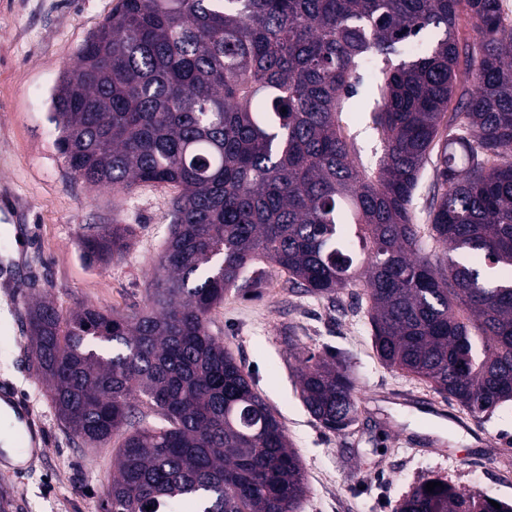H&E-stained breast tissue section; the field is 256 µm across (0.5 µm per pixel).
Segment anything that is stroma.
I'll return each instance as SVG.
<instances>
[{"mask_svg":"<svg viewBox=\"0 0 512 512\" xmlns=\"http://www.w3.org/2000/svg\"><path fill=\"white\" fill-rule=\"evenodd\" d=\"M114 5L0 0V191L16 199L31 232L19 279L0 284V380L29 399L49 440L42 459L0 467L7 512H100L116 472L117 441L88 447L57 420L28 338L29 299L45 295L67 311L144 308L170 235L175 188L142 184L116 193L75 179L49 120L63 69ZM101 224L131 231L129 249L105 265L88 262L79 246L84 228ZM262 278L249 294H225L208 328L285 425L305 475L300 512H392L413 486L436 477L512 504L511 416L462 418L456 402L383 367L361 289L316 297L289 287L268 264ZM290 336L301 349L343 353L359 405L358 422L346 434L329 432L308 413Z\"/></svg>","mask_w":512,"mask_h":512,"instance_id":"1","label":"stroma"}]
</instances>
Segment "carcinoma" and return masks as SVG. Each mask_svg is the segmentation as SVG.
Wrapping results in <instances>:
<instances>
[{
  "mask_svg": "<svg viewBox=\"0 0 512 512\" xmlns=\"http://www.w3.org/2000/svg\"><path fill=\"white\" fill-rule=\"evenodd\" d=\"M463 12L474 37L461 44ZM368 65L384 147L373 164L341 125ZM52 107L76 178L178 190L149 308H27L61 424L88 445L121 434L102 512H298L286 429L208 329L224 292L258 285L261 260L311 295L364 289L381 365L462 413L480 421L512 403V25L500 0H117ZM433 157L425 226L412 202ZM429 238L445 247L435 261ZM80 245L106 262L127 230L99 225ZM296 360L309 414L352 428L345 361ZM434 481L394 512H512Z\"/></svg>",
  "mask_w": 512,
  "mask_h": 512,
  "instance_id": "cac0c4a2",
  "label": "carcinoma"
}]
</instances>
